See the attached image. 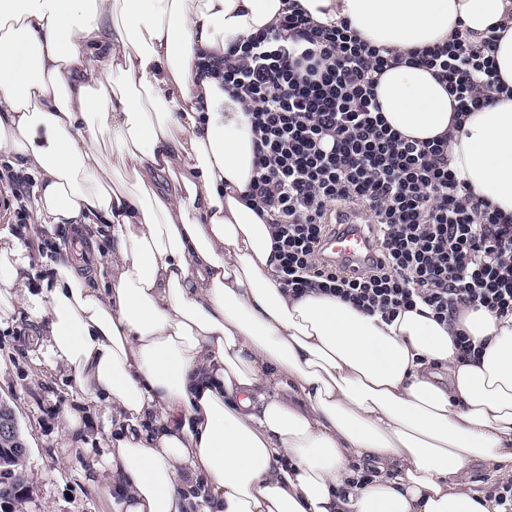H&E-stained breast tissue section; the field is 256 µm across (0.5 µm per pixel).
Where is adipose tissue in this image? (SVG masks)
Segmentation results:
<instances>
[{
	"label": "adipose tissue",
	"mask_w": 512,
	"mask_h": 512,
	"mask_svg": "<svg viewBox=\"0 0 512 512\" xmlns=\"http://www.w3.org/2000/svg\"><path fill=\"white\" fill-rule=\"evenodd\" d=\"M288 2L0 0V154L36 175L40 223L83 236L99 219L111 242L99 286L64 254L34 293L24 247L0 244V316L47 320L49 365L102 405L116 512H499L458 476L512 477V315L387 322L276 279L243 199L249 117L198 62ZM299 2L401 52L506 24V91L461 128L425 68L387 70L377 95L403 135H449L458 177L512 215V0ZM459 331L479 360L458 361ZM356 462L372 481L352 484Z\"/></svg>",
	"instance_id": "ef3b65f1"
}]
</instances>
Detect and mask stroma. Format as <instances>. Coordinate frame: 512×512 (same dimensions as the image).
I'll use <instances>...</instances> for the list:
<instances>
[{
    "label": "stroma",
    "mask_w": 512,
    "mask_h": 512,
    "mask_svg": "<svg viewBox=\"0 0 512 512\" xmlns=\"http://www.w3.org/2000/svg\"><path fill=\"white\" fill-rule=\"evenodd\" d=\"M42 324L22 311L0 320V404L13 411L28 448L29 490L21 512H114L101 425L70 433L65 415L102 407L51 368L37 338Z\"/></svg>",
    "instance_id": "stroma-1"
}]
</instances>
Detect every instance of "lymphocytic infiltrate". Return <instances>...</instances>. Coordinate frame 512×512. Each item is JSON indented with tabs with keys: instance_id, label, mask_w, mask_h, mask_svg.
<instances>
[{
	"instance_id": "obj_1",
	"label": "lymphocytic infiltrate",
	"mask_w": 512,
	"mask_h": 512,
	"mask_svg": "<svg viewBox=\"0 0 512 512\" xmlns=\"http://www.w3.org/2000/svg\"><path fill=\"white\" fill-rule=\"evenodd\" d=\"M500 39L455 32L448 42L405 53L362 40L348 20L314 21L298 2L272 28L233 43L224 57L201 52L203 74L222 80L246 106L256 174L245 201L271 226L285 292L333 295L370 315L394 318L426 305L440 322L462 309L512 314V217L461 181L449 138L419 141L386 122L378 77L418 65L454 97L453 121L494 102L486 76ZM12 221H31L33 180L0 167ZM362 210L375 242L356 269L329 262L322 241L337 216Z\"/></svg>"
}]
</instances>
